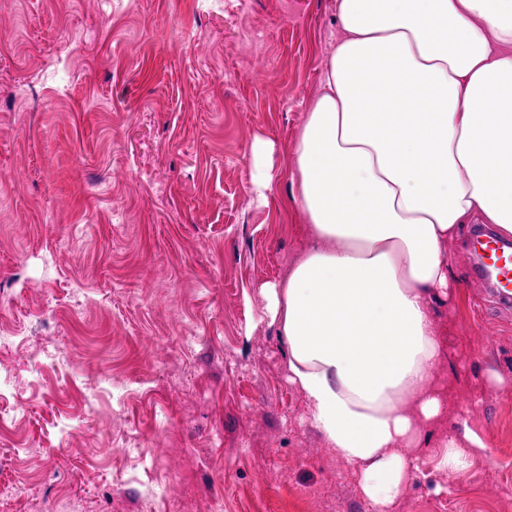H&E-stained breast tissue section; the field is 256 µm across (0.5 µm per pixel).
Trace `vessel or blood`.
Instances as JSON below:
<instances>
[{
  "label": "vessel or blood",
  "instance_id": "obj_1",
  "mask_svg": "<svg viewBox=\"0 0 512 512\" xmlns=\"http://www.w3.org/2000/svg\"><path fill=\"white\" fill-rule=\"evenodd\" d=\"M471 251L478 263L476 273L490 284L498 302L512 305V245L502 241L487 229L476 231L471 243Z\"/></svg>",
  "mask_w": 512,
  "mask_h": 512
}]
</instances>
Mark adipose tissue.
I'll use <instances>...</instances> for the list:
<instances>
[{
  "instance_id": "ef3b65f1",
  "label": "adipose tissue",
  "mask_w": 512,
  "mask_h": 512,
  "mask_svg": "<svg viewBox=\"0 0 512 512\" xmlns=\"http://www.w3.org/2000/svg\"><path fill=\"white\" fill-rule=\"evenodd\" d=\"M342 37L294 149L310 246L263 314L288 380L326 445L392 512L448 395L437 305L454 288L463 225L512 237V0H336ZM437 468L465 469L484 440L466 417Z\"/></svg>"
}]
</instances>
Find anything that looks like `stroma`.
<instances>
[{"label":"stroma","instance_id":"35a3bbf8","mask_svg":"<svg viewBox=\"0 0 512 512\" xmlns=\"http://www.w3.org/2000/svg\"><path fill=\"white\" fill-rule=\"evenodd\" d=\"M334 2L0 0V512H373L260 318L308 239L291 162ZM471 232L437 307L448 412L393 512H512V308ZM462 412L488 453L451 475ZM271 152V145L264 141H257L252 148L254 162L261 170L259 179L255 183V190L260 196L271 186L274 179Z\"/></svg>","mask_w":512,"mask_h":512}]
</instances>
